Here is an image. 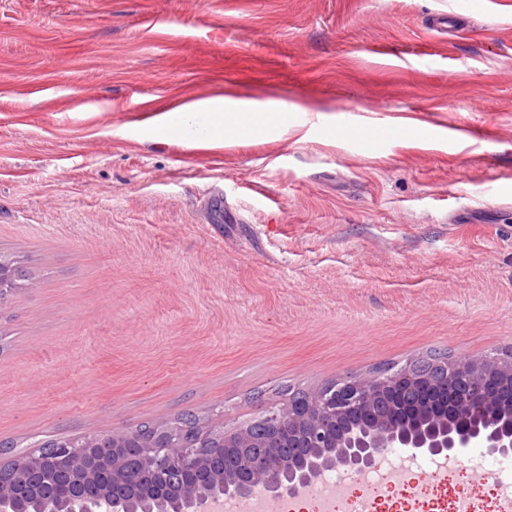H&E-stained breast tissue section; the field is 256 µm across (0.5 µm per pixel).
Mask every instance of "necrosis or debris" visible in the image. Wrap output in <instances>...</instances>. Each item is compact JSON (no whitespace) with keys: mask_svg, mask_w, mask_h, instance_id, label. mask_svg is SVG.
<instances>
[{"mask_svg":"<svg viewBox=\"0 0 512 512\" xmlns=\"http://www.w3.org/2000/svg\"><path fill=\"white\" fill-rule=\"evenodd\" d=\"M493 464L499 491L487 505L465 485L455 488L448 499H439V489L447 485L449 470L445 466L431 463L428 480L415 482L407 470L417 467V460L401 466L387 458L371 469L357 496L349 494L351 476L335 471L306 496L282 502L281 512H301L307 501L315 503L317 512H380L381 503L389 498L401 503V512H459L463 503L469 512H512V456L494 458Z\"/></svg>","mask_w":512,"mask_h":512,"instance_id":"necrosis-or-debris-1","label":"necrosis or debris"}]
</instances>
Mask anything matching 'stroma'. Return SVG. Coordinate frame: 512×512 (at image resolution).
I'll return each mask as SVG.
<instances>
[{"instance_id":"35a3bbf8","label":"stroma","mask_w":512,"mask_h":512,"mask_svg":"<svg viewBox=\"0 0 512 512\" xmlns=\"http://www.w3.org/2000/svg\"><path fill=\"white\" fill-rule=\"evenodd\" d=\"M485 4L0 0V253L34 282L0 309L10 458L512 349V4ZM224 101L298 120L160 135Z\"/></svg>"}]
</instances>
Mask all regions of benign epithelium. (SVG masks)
Listing matches in <instances>:
<instances>
[{"instance_id":"obj_1","label":"benign epithelium","mask_w":512,"mask_h":512,"mask_svg":"<svg viewBox=\"0 0 512 512\" xmlns=\"http://www.w3.org/2000/svg\"><path fill=\"white\" fill-rule=\"evenodd\" d=\"M512 375V355L488 361L469 357L448 363V382L398 369L385 377L345 376L314 391L308 401L261 408L255 423L267 436L245 429L217 439L197 426L189 441L164 427L152 437L101 435L80 444L59 443L51 454L72 466L58 472L42 454L22 464L30 483L57 502L59 512H214L226 497L262 492L274 500L299 493L328 470L352 475L372 468L389 450L459 457L467 448L490 455L512 452V406L493 402V376ZM457 382L471 394L460 407L440 396ZM356 414L362 425L350 434L338 423ZM234 448H252L248 458L224 465ZM0 512H29V502L0 489Z\"/></svg>"}]
</instances>
